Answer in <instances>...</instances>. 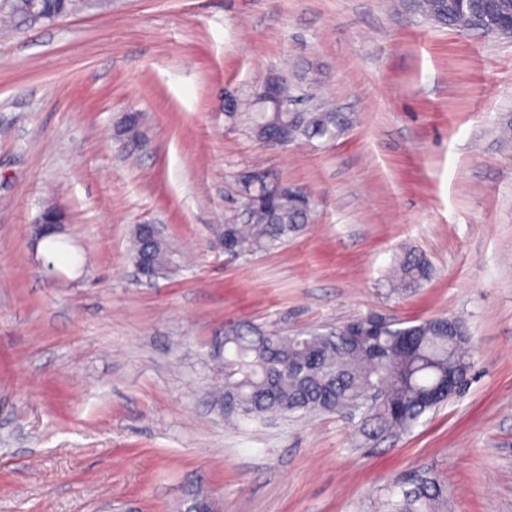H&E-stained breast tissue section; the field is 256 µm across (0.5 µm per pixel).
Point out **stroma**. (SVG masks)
Masks as SVG:
<instances>
[{
	"instance_id": "35a3bbf8",
	"label": "stroma",
	"mask_w": 512,
	"mask_h": 512,
	"mask_svg": "<svg viewBox=\"0 0 512 512\" xmlns=\"http://www.w3.org/2000/svg\"><path fill=\"white\" fill-rule=\"evenodd\" d=\"M273 75L355 115L335 140L266 147L224 93ZM142 140L121 147L126 113ZM512 37L404 0H111L0 26V512H383L428 472L448 512H512ZM259 170L314 220L266 252L212 249ZM69 216L34 239L45 202ZM176 273L141 282L135 225ZM433 274L394 291L407 250ZM447 314L468 386L399 435L338 414L224 423L209 357L227 324L329 332ZM132 259L133 261L143 252L147 251L151 254L154 262L160 266L170 269L169 274L176 273L174 267L175 251L168 240H147L140 226H136L133 231L132 239Z\"/></svg>"
}]
</instances>
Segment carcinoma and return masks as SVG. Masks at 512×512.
<instances>
[{
  "instance_id": "cac0c4a2",
  "label": "carcinoma",
  "mask_w": 512,
  "mask_h": 512,
  "mask_svg": "<svg viewBox=\"0 0 512 512\" xmlns=\"http://www.w3.org/2000/svg\"><path fill=\"white\" fill-rule=\"evenodd\" d=\"M97 0H0V22L36 9L59 19ZM425 19L452 28L476 29L479 21L495 24L512 18V0H410ZM252 128L263 138L271 126L287 129V143L301 139L334 140L351 124L350 116L317 108L311 112H276L274 103H253ZM312 206L293 197H278L270 209L257 207L240 224L227 218L224 243L241 252L267 251L296 235L313 220ZM175 273V251L169 240H148L141 227L133 231L132 258L142 252ZM431 276L427 259L412 250L400 260L389 287L411 288ZM373 314L348 323L352 336L261 330L246 323L224 328V340L211 358L224 377L219 399L224 419L246 420L297 412L345 415L358 419L366 438L407 431L428 412L446 402L439 394L448 376L467 381L472 357L462 321L435 316L416 325L392 321L372 325ZM448 487L431 476L417 479L399 498H388L385 512H444Z\"/></svg>"
}]
</instances>
